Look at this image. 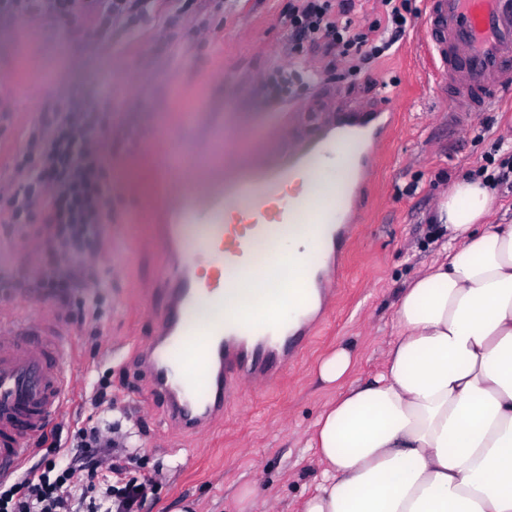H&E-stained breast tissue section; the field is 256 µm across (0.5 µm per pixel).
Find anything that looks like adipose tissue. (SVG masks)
<instances>
[{
    "label": "adipose tissue",
    "mask_w": 512,
    "mask_h": 512,
    "mask_svg": "<svg viewBox=\"0 0 512 512\" xmlns=\"http://www.w3.org/2000/svg\"><path fill=\"white\" fill-rule=\"evenodd\" d=\"M492 181L465 177L444 193L447 238L402 288L383 370L344 385L341 348L317 367L340 386L309 442L322 467L299 512H512V224H492ZM275 286L254 282L239 306L284 315L314 257L304 234L282 244Z\"/></svg>",
    "instance_id": "1"
}]
</instances>
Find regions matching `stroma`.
<instances>
[{
  "label": "stroma",
  "instance_id": "stroma-1",
  "mask_svg": "<svg viewBox=\"0 0 512 512\" xmlns=\"http://www.w3.org/2000/svg\"><path fill=\"white\" fill-rule=\"evenodd\" d=\"M287 5L239 0L227 16L213 0H189L164 45L154 29L123 47L52 20L0 25V87L13 101L10 122L0 125V189L19 180L10 156H35L26 132L58 98L79 109L114 108L101 146L112 205L98 253L72 266L77 298L101 304L98 320L71 321L35 288L0 293V321L50 318L74 356L72 397L49 421L24 469L43 467L78 428L115 426L125 437L124 452L113 459L101 448L82 454L91 464L116 463L128 476L149 480L152 490L139 512H173L184 501L196 502L198 512H241L246 486L254 491L252 512H297L320 473L309 434L339 393L315 380L316 362L346 345L357 356L353 380L369 381L381 370L399 291L436 255L433 215L441 195L459 176L503 158L498 144L512 140V99L470 117L452 112L448 96L418 66L419 15L374 66L307 87L286 104V122L271 124L261 83L273 63L289 60L281 15ZM384 92L394 98L396 125L369 175L358 232L333 266L335 294L309 321L304 349L276 386L245 385L209 428L172 427L139 352L164 320L170 267L157 215L179 172L193 173L188 195L212 194L228 183L225 164H233L234 176L251 174L313 137L327 113ZM259 133L265 149L255 162L251 144ZM36 230L0 225L1 269L37 275ZM101 382L111 387L108 412L90 402Z\"/></svg>",
  "mask_w": 512,
  "mask_h": 512
}]
</instances>
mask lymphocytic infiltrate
<instances>
[{
  "mask_svg": "<svg viewBox=\"0 0 512 512\" xmlns=\"http://www.w3.org/2000/svg\"><path fill=\"white\" fill-rule=\"evenodd\" d=\"M161 0H0V22L50 19L77 27L84 35L104 40L126 39L139 33L145 20L156 17ZM383 21L361 26L351 17L356 0H290L291 62L276 66L266 80L273 105H280L294 89L313 80L300 65L309 48L342 58L352 69L370 67L398 41L410 23L406 0H381ZM111 113L79 110L58 100L40 122L29 129L37 148L36 161L15 158L21 176L9 195V221L43 224L49 235L40 246L45 272L38 288L67 298L70 281L63 268L95 253L103 199L109 189L100 162V135L111 127ZM71 450H63L43 469L21 481L0 479V512H131L147 498L150 485L125 476L95 496L94 481H81Z\"/></svg>",
  "mask_w": 512,
  "mask_h": 512,
  "instance_id": "1",
  "label": "lymphocytic infiltrate"
}]
</instances>
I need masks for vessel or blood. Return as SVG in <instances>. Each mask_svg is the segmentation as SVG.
<instances>
[{"mask_svg":"<svg viewBox=\"0 0 512 512\" xmlns=\"http://www.w3.org/2000/svg\"><path fill=\"white\" fill-rule=\"evenodd\" d=\"M419 59L453 109L477 114L512 94V0H423ZM392 99L346 106L323 119L316 136L275 166L258 168L224 194L174 198L163 214L165 242L177 268L160 336L142 351L171 424L196 432L224 411L243 383L268 386L303 341L304 321L247 320L224 291L274 279L281 240L300 224L319 256H330L355 230L353 192L383 142L379 132ZM339 161V178L270 211L281 181L311 159ZM249 201L254 223L226 233L223 212ZM196 226L193 241L185 223ZM73 355L47 320L0 323V477L25 460L29 445L66 403Z\"/></svg>","mask_w":512,"mask_h":512,"instance_id":"b4317fda","label":"vessel or blood"}]
</instances>
